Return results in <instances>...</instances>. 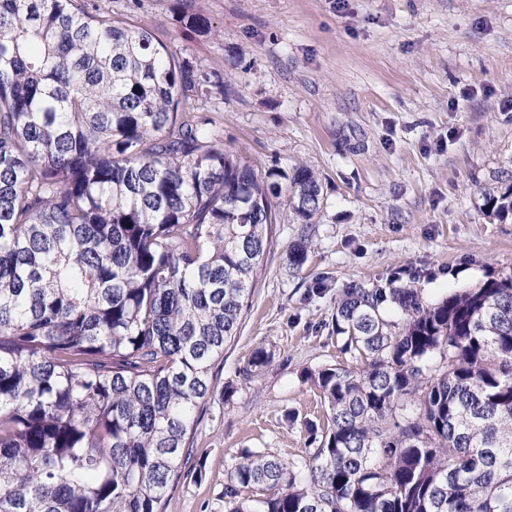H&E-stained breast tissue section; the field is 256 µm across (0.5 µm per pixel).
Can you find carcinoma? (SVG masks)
I'll return each instance as SVG.
<instances>
[{
  "label": "carcinoma",
  "instance_id": "carcinoma-1",
  "mask_svg": "<svg viewBox=\"0 0 512 512\" xmlns=\"http://www.w3.org/2000/svg\"><path fill=\"white\" fill-rule=\"evenodd\" d=\"M209 80L89 0H0V512H165L276 206L321 211L305 165L263 175L192 115ZM512 219V174L480 191ZM356 367L309 373L305 457L245 449L224 512H512V274L429 303L344 291Z\"/></svg>",
  "mask_w": 512,
  "mask_h": 512
}]
</instances>
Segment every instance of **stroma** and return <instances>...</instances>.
<instances>
[{"label": "stroma", "instance_id": "obj_1", "mask_svg": "<svg viewBox=\"0 0 512 512\" xmlns=\"http://www.w3.org/2000/svg\"><path fill=\"white\" fill-rule=\"evenodd\" d=\"M94 2L207 74L193 113L226 149L262 173L304 164L320 178L322 211L311 224L281 213L216 369L190 459L203 476L165 505L224 512L244 449L308 453L302 423L326 415L308 375L342 361L332 316L346 288L395 281L435 302L512 271V223L479 208L492 174L512 172V0ZM259 347L269 361L247 372Z\"/></svg>", "mask_w": 512, "mask_h": 512}]
</instances>
